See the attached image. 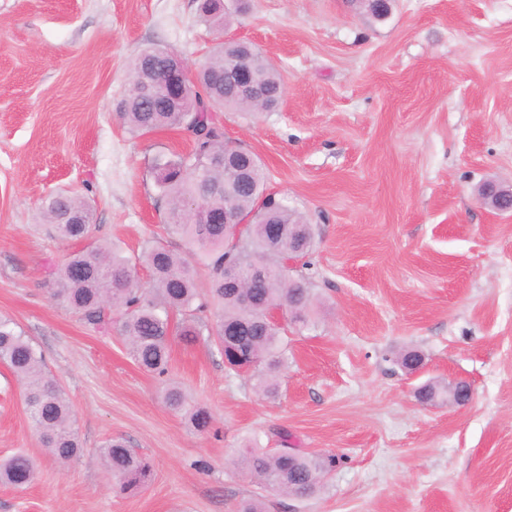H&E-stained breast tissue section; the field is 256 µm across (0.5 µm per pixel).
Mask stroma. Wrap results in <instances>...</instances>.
<instances>
[{
  "label": "stroma",
  "instance_id": "stroma-1",
  "mask_svg": "<svg viewBox=\"0 0 512 512\" xmlns=\"http://www.w3.org/2000/svg\"><path fill=\"white\" fill-rule=\"evenodd\" d=\"M230 28L197 0H0V316L43 357L72 405L82 456H48L23 389L0 363V458L39 464L0 512H512V214L478 197L512 184V0H393L379 20L350 0H241ZM245 40L282 69L276 111H224L226 140L253 151L269 191L311 224L305 278L316 324L291 336L276 396L229 374L206 341H173L167 381L207 408L192 430L162 401L117 332L52 297L72 244L40 223L67 189L95 236L137 258L162 231L154 159L185 131L130 132L119 107L146 47L189 71L215 43ZM406 348L423 367L395 363ZM468 381L459 408L421 385ZM111 438L153 464L142 493H116L99 460ZM334 457L311 498L264 489L237 464L250 442Z\"/></svg>",
  "mask_w": 512,
  "mask_h": 512
}]
</instances>
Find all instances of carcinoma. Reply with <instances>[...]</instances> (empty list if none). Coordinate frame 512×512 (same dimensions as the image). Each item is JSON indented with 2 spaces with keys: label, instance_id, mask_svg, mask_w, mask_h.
Wrapping results in <instances>:
<instances>
[{
  "label": "carcinoma",
  "instance_id": "1",
  "mask_svg": "<svg viewBox=\"0 0 512 512\" xmlns=\"http://www.w3.org/2000/svg\"><path fill=\"white\" fill-rule=\"evenodd\" d=\"M198 11L203 22L218 30L233 21L221 0H199ZM233 59L251 71L264 97L246 100L235 94L228 75ZM169 60L170 50L145 48L134 59L131 77L136 81L147 66L161 69ZM186 84L175 112L168 110L164 95L144 104L132 87L120 115L131 131L141 135L167 127L193 134L188 154L160 158L154 166L160 196L167 204L163 229L181 238L187 250L176 253L157 238L139 257L151 274L149 286L143 288L121 247L93 238V210L87 201L74 194H52L43 201V221L54 226L58 239L85 242L56 269L53 297L91 325L115 327L147 372L168 375L172 337L191 343L203 336L217 348L228 370L255 379L256 389L272 396L277 393V378L288 368V333L308 326L314 307L311 288L298 281L288 283L282 259L290 251L305 256L313 246V232L286 200L266 193L267 176L257 158L243 165L244 181L237 192L225 196L224 185L235 182L234 172L224 166L232 149L212 129L217 116L206 109L271 112L282 97L283 75L252 45L226 40L216 46L208 68L196 79H186ZM193 199L198 201L195 210L189 205ZM226 209L241 220L249 219L236 240L224 224ZM203 268L210 273L205 295L197 288ZM272 306L291 310L290 321L271 322L267 311ZM423 360L419 351L407 350L397 364L413 372ZM0 363L22 382L28 416L45 450L63 463L77 459L82 444L64 391L48 375L27 336L1 318ZM443 391L430 383L418 389L417 397L422 404H434ZM163 398L169 408L187 414L195 431L210 430V413L193 404L180 386L165 384ZM99 455L121 494H138L152 481L150 461L119 439L105 441ZM241 463L272 491L310 497L334 459L306 455L297 448L271 452L250 445ZM36 479L32 457L17 453L0 460L1 484L23 489Z\"/></svg>",
  "mask_w": 512,
  "mask_h": 512
}]
</instances>
